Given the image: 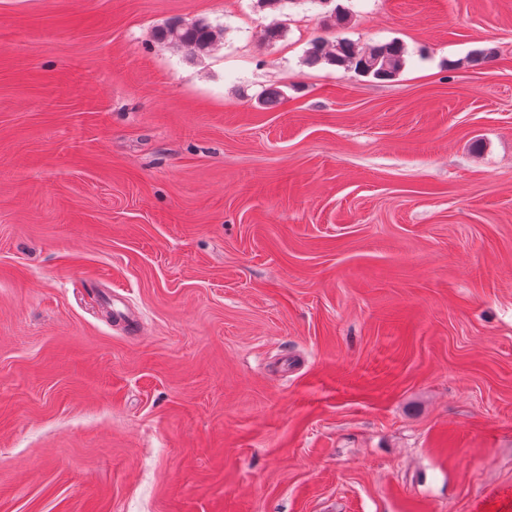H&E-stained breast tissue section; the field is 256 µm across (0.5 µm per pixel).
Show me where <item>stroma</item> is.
Here are the masks:
<instances>
[{"instance_id": "1", "label": "stroma", "mask_w": 512, "mask_h": 512, "mask_svg": "<svg viewBox=\"0 0 512 512\" xmlns=\"http://www.w3.org/2000/svg\"><path fill=\"white\" fill-rule=\"evenodd\" d=\"M0 512H512V0H0ZM221 30H216L206 20H198L191 24L180 21L168 23L159 29L157 35L164 43L177 49L186 50L189 56L206 54L214 45ZM308 60L324 61L361 76L384 80L402 69L404 49L397 41L378 43L363 50L349 40L319 38L312 43Z\"/></svg>"}]
</instances>
